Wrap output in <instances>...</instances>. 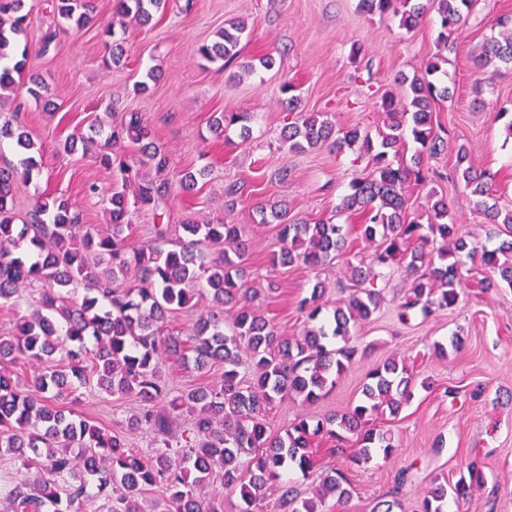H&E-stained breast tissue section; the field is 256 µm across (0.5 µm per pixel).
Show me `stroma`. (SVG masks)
I'll return each mask as SVG.
<instances>
[{"instance_id": "obj_1", "label": "stroma", "mask_w": 512, "mask_h": 512, "mask_svg": "<svg viewBox=\"0 0 512 512\" xmlns=\"http://www.w3.org/2000/svg\"><path fill=\"white\" fill-rule=\"evenodd\" d=\"M357 4L358 0H169L150 27L129 26L125 64L110 68L105 38L95 26L58 32L54 50L39 54L42 36L54 26L49 0H40L27 30L28 66L45 79L56 108L44 111L30 101L25 89L16 93L18 120L43 147L40 177L18 182L15 188L16 212L25 214L35 196L53 193L75 203L84 223H103L115 177L93 156L64 152L63 143L88 133L109 103L142 113L168 152L172 172L204 168L208 174L193 192L171 195L162 215L133 211L132 246L148 245L154 224H178L189 215L202 223L221 218L243 225L252 285L263 291L262 313L280 335L301 337L299 299L321 281L325 301L335 305L348 293L346 266L338 261L317 273L272 266L277 230L255 223V207L283 201L301 216H331L339 224H357L356 216L336 213L335 208L360 169L353 164L354 152L336 151L329 142L300 154L282 147L279 137L288 120V105L279 88L294 84L302 111L329 112L337 125L373 132L384 124L380 100L397 91L398 75L413 74L440 53L448 60L451 96L438 100L434 129L448 145L426 157L425 163L435 172L432 187L452 206L459 231L478 245L495 247L496 227L474 210L456 177L455 164L458 148H465L474 167L495 173L501 203L512 204V139L495 118L501 105L512 104V69L483 81L474 62L475 49L491 34L483 17L512 16V0H477L476 21L466 37L445 49L436 42L433 16L407 29L397 16L372 17ZM235 18L248 26L242 59L269 54L276 60L273 69L232 80L217 65L196 56L198 45L211 42L216 31ZM355 43L361 44L362 52L354 58L350 49ZM151 68L158 71L151 91L134 95V84ZM216 112L251 113L249 140L241 141L234 132L215 137L209 122ZM233 184L238 192L230 199L225 191ZM462 273L457 306L428 320L417 317L405 323L398 318L396 298L405 283L394 277L380 311L354 329L353 342L364 353L335 387L316 403L287 398L267 414L270 429L279 433L295 419L342 412L358 401L368 373L394 355L405 360L416 379L430 381V389L414 387L397 416L376 420V427L392 437L391 455L358 464L349 450H332L325 441L316 448V463L309 473L289 472L292 486L304 495L326 473L347 474L349 499L341 505L327 499V512H370L375 502L390 498L397 501L394 512H418L434 478L456 482L472 459L482 465L486 482L474 487L467 501L449 505L448 512H512V288H481L487 273L476 262H467ZM271 282L276 285L272 292L267 289ZM454 334L462 339L460 349L438 356L435 343ZM223 372L217 364L188 368L173 357L162 364V375L176 393L220 383ZM72 409L112 432L126 434L133 448L152 444L150 434L127 430L129 418L140 411L134 397L81 387Z\"/></svg>"}]
</instances>
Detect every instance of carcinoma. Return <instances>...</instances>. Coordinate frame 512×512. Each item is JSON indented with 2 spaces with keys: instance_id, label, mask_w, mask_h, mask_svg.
I'll return each instance as SVG.
<instances>
[{
  "instance_id": "1",
  "label": "carcinoma",
  "mask_w": 512,
  "mask_h": 512,
  "mask_svg": "<svg viewBox=\"0 0 512 512\" xmlns=\"http://www.w3.org/2000/svg\"><path fill=\"white\" fill-rule=\"evenodd\" d=\"M476 0H358L361 11L384 17L400 15L410 29L436 14L437 43L448 47L473 17ZM166 0H117L104 28L112 38L110 64L124 59L128 22L149 25ZM35 0H0V107L23 85L34 103L50 110L45 80L27 68L28 46L18 37L27 31ZM63 27L83 29L94 19L92 0H52ZM498 35L485 39L476 56L477 69L498 72L512 68V19L499 18ZM247 30L234 20L218 30L212 43L196 49L200 60L238 67L252 73L270 69L274 58L239 61V45ZM447 58L435 54L420 72L401 76V97L388 92L381 107L389 122L372 136L367 129L340 127L326 112L298 110L296 86L286 83L291 120L280 137L290 152H302L332 141L336 149L357 152L368 172L354 177L338 209L358 216L360 237L373 250L357 260L348 252L349 226L331 220L314 223L289 215L288 206H256L260 224H275L279 249L271 258L277 266L300 264L317 271L343 260L349 273V295L327 309L325 285L318 281L300 299L305 318L303 335L289 340L258 313L260 291L249 285V255L243 227L223 220L200 224L191 215L175 226L154 225V245L136 249L125 234L131 207L158 210L172 190L170 158L152 137L139 112L109 105L108 122L98 121L91 136L71 137L67 153L82 149L108 169L119 172L107 198L105 226L82 223L68 199L38 196L22 222L14 212V186L40 172L35 155L40 148L18 125L0 124V138L15 142L20 167H0V306H14L26 287L40 289L35 309L18 317L13 329L0 335V458L21 461L0 503L5 512H86L87 485L94 483L105 500V512H222L224 505L203 493L219 476L225 488L238 493L240 512H265L266 501L278 493L275 512H323L327 498L342 504L349 498L348 480L337 470L324 476L303 497L290 489L283 476L291 469L308 470L312 447L324 437L345 441L353 434L357 448L352 459L366 462L388 455L394 445L388 433L374 425L377 416L396 415L409 401L416 380L405 362L386 359L368 375L361 398L348 410L320 419L300 418L282 433L268 430L266 413L285 397L317 401L336 384L358 354L351 327L369 320L384 302V288L397 274L410 285L400 297L399 318L427 319L460 301L464 259L480 264L512 288V206L503 208L495 194L493 175L463 166L464 148L457 150L458 172L469 190L470 202L486 223L499 226V244L479 249L459 234L448 199L434 190L427 194V220L421 224L407 213V191L427 187L434 173L424 158L444 147L434 132L433 103L450 97L445 86ZM247 112H217L209 128L222 137L231 128L248 139ZM416 144L409 161L399 159L407 138ZM138 147L135 158L112 152L118 143ZM206 284L211 308L199 315L189 341L166 329L169 314L195 306L196 286ZM79 285L81 299L65 288ZM234 311L224 323V310ZM192 361L202 370L224 366L220 384L199 386L172 397L161 375L162 353ZM48 364L29 385L11 378L20 363ZM248 365L251 378L240 377ZM93 382L112 395H133L141 412L128 420L135 431L145 427L155 436L150 453L127 446L124 438L67 408L75 384ZM189 426L177 430L183 415ZM36 461V472L29 462ZM467 475L454 482L434 478L421 503V512H447L448 498L465 499L485 483L475 461ZM160 486L164 495L144 510L141 497Z\"/></svg>"
}]
</instances>
